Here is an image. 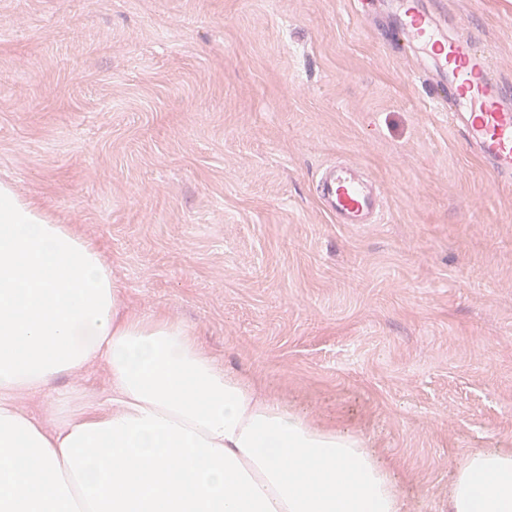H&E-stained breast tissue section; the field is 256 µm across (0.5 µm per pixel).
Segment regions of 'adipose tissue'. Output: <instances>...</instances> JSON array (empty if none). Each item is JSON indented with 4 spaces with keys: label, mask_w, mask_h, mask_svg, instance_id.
I'll list each match as a JSON object with an SVG mask.
<instances>
[{
    "label": "adipose tissue",
    "mask_w": 512,
    "mask_h": 512,
    "mask_svg": "<svg viewBox=\"0 0 512 512\" xmlns=\"http://www.w3.org/2000/svg\"><path fill=\"white\" fill-rule=\"evenodd\" d=\"M95 394L57 381L95 366ZM49 397V418L29 400ZM450 512H512V448L467 456ZM0 512H402L389 468L126 310L97 246L0 183Z\"/></svg>",
    "instance_id": "obj_1"
}]
</instances>
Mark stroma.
<instances>
[{
    "label": "stroma",
    "mask_w": 512,
    "mask_h": 512,
    "mask_svg": "<svg viewBox=\"0 0 512 512\" xmlns=\"http://www.w3.org/2000/svg\"><path fill=\"white\" fill-rule=\"evenodd\" d=\"M439 7L512 81V0ZM381 28L347 0H0V182L96 243L130 309L361 435L402 512H449L458 464L512 448V180ZM333 162L381 223L324 211Z\"/></svg>",
    "instance_id": "stroma-1"
}]
</instances>
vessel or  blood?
Here are the masks:
<instances>
[{
	"instance_id": "obj_1",
	"label": "vessel or blood",
	"mask_w": 512,
	"mask_h": 512,
	"mask_svg": "<svg viewBox=\"0 0 512 512\" xmlns=\"http://www.w3.org/2000/svg\"><path fill=\"white\" fill-rule=\"evenodd\" d=\"M384 2L387 34L423 58L432 101L477 158L512 179V85L495 75L492 57L465 28L449 34L436 0ZM317 192L339 224H375L384 211L376 189L346 164L324 167Z\"/></svg>"
}]
</instances>
